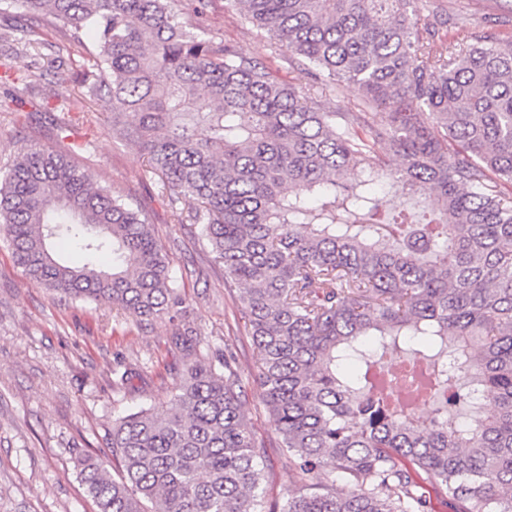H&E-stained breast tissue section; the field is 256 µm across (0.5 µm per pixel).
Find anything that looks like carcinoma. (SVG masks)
<instances>
[{
    "label": "carcinoma",
    "mask_w": 512,
    "mask_h": 512,
    "mask_svg": "<svg viewBox=\"0 0 512 512\" xmlns=\"http://www.w3.org/2000/svg\"><path fill=\"white\" fill-rule=\"evenodd\" d=\"M21 2L81 48L92 34L81 99L188 206L236 289L301 482L269 512H432L434 498L512 512V37L455 41L443 0L426 19L416 0H233L306 88L211 35L210 0ZM349 86L356 99L323 105ZM74 154L23 149L0 167L15 263L53 296L137 323L170 313L180 297L147 212ZM382 183L433 190L438 209L385 216ZM170 342L175 391L113 423L120 477L77 454L82 485L98 512H263L266 447L234 357L202 355L189 327Z\"/></svg>",
    "instance_id": "carcinoma-1"
}]
</instances>
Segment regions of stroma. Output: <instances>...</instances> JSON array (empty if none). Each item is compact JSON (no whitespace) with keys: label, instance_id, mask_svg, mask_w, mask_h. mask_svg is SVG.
<instances>
[{"label":"stroma","instance_id":"1","mask_svg":"<svg viewBox=\"0 0 512 512\" xmlns=\"http://www.w3.org/2000/svg\"><path fill=\"white\" fill-rule=\"evenodd\" d=\"M449 22L467 17L473 25L512 35L506 18L512 0H444ZM0 21V77L26 61L17 28L26 24L19 0ZM211 32L248 56L272 64L280 77L308 85L310 76L275 54L267 39L244 24L230 0H214ZM38 63L44 73L27 96L47 101L52 119L29 116L0 84V165L14 152L53 145V119H61L76 160L94 180L112 184L150 214L167 253L170 274L183 299L177 313L136 324L111 310L51 296L32 282L0 242V512H97L74 467L77 453L107 448L113 420L140 406L170 398L183 360L168 335L175 327L197 332L202 354L232 352L243 375L254 371V351L228 288L224 268L200 236L199 225L177 223L176 205L161 180L147 172L136 146L113 137L105 117L90 120L71 96L84 70L62 33L43 27ZM144 363L141 376L119 388L112 383L117 360ZM244 410L255 437L265 444L264 512L298 490V475L278 446V436L256 386L247 389Z\"/></svg>","mask_w":512,"mask_h":512}]
</instances>
